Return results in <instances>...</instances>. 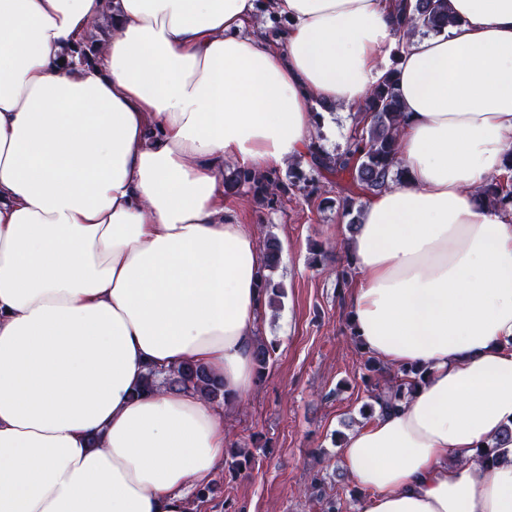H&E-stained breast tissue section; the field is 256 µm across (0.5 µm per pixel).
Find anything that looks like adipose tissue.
I'll list each match as a JSON object with an SVG mask.
<instances>
[{
	"instance_id": "adipose-tissue-1",
	"label": "adipose tissue",
	"mask_w": 512,
	"mask_h": 512,
	"mask_svg": "<svg viewBox=\"0 0 512 512\" xmlns=\"http://www.w3.org/2000/svg\"><path fill=\"white\" fill-rule=\"evenodd\" d=\"M392 5L0 0V512H191L224 415L141 385L192 362L255 386L262 254L224 164L309 161L315 108L392 69L404 175L365 201L348 299L363 349L426 377L340 464L362 512H512V459H475L512 425V224L477 194L512 149V0H448L438 33ZM97 30L102 34L112 31L111 13L107 14L103 22L96 26L94 30L89 31L79 39L76 43V50H70V52L66 53L67 58L64 59V65L72 66L76 63L88 64L96 59L100 41Z\"/></svg>"
}]
</instances>
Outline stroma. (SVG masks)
I'll use <instances>...</instances> for the list:
<instances>
[{"instance_id": "obj_1", "label": "stroma", "mask_w": 512, "mask_h": 512, "mask_svg": "<svg viewBox=\"0 0 512 512\" xmlns=\"http://www.w3.org/2000/svg\"><path fill=\"white\" fill-rule=\"evenodd\" d=\"M257 242L275 236L281 261L274 273L285 297L262 315L258 334L275 342L265 377L238 408L224 417L227 448L254 455L250 469L215 477L224 492L198 512H321L310 478L320 474L326 494H343L348 512H361L362 496L338 463L333 439L366 423L369 393L362 380L366 352L351 335L347 291L337 285L349 269L343 242L347 220L335 204L285 195L278 210L262 208L248 190L227 195Z\"/></svg>"}]
</instances>
